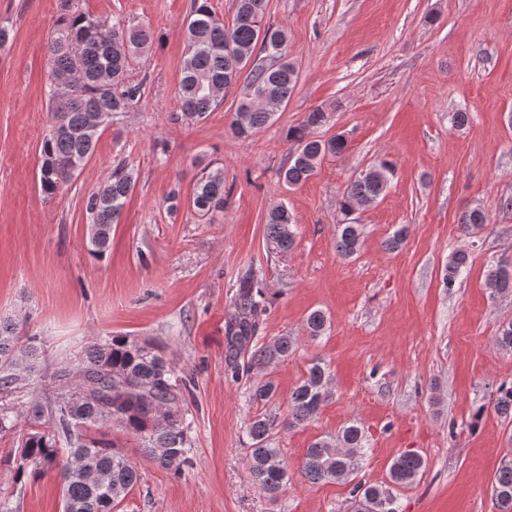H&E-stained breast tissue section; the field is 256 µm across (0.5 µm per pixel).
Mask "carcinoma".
Masks as SVG:
<instances>
[{
  "label": "carcinoma",
  "mask_w": 512,
  "mask_h": 512,
  "mask_svg": "<svg viewBox=\"0 0 512 512\" xmlns=\"http://www.w3.org/2000/svg\"><path fill=\"white\" fill-rule=\"evenodd\" d=\"M63 13L49 44L46 96L48 132L41 145L40 187L46 196L59 193L94 155L102 131L113 118L134 110L142 101L146 82L130 81L126 74L134 58L147 53L154 33L145 24L131 25L115 19L107 24L70 6L63 0ZM232 21L224 23L204 3L192 5L186 20V57L179 83L183 116L200 120L223 101V93L237 84L248 70L240 102L230 129L237 137H249L270 123L286 108L297 83L298 70L288 61V36L284 29L266 21V0H235ZM330 113L323 107L309 111L303 122L287 131L291 142L288 160L281 168L284 183L297 186L316 172L328 155H340L347 146L341 135L322 140L312 130L325 125ZM393 164L385 159L347 186L342 207L350 212L374 204L384 193ZM135 185L133 173L119 164L105 184L87 201L92 221V253L105 254L111 244L112 225L118 223L126 199ZM230 192L224 187V172L207 169L194 184L189 206L203 218L224 210ZM265 236L271 249L286 252L294 246L295 230L288 208L279 204L266 217ZM361 242L357 224L336 225V251L354 255ZM468 254L459 250L448 259L443 274L450 288L466 270ZM495 293H512V266L499 262L488 273ZM232 304L236 314L227 323L225 362L231 377L240 374L239 358L256 335L269 298L260 271L246 277ZM320 311L309 314L306 327L311 337L326 330ZM495 345L512 352V322L498 328ZM289 336L269 347H258L249 364L264 365L292 352ZM38 348L33 337L20 335L17 324L0 321V433L16 430L21 418L18 405L34 393ZM332 377L325 364L313 363L307 377L292 391L285 418L256 415L248 426L251 448L248 466L259 488L276 496L288 481V464L280 449L271 447L270 435L278 427L292 428L315 417L332 396ZM186 381L173 370L156 347L127 336L95 341L79 355L76 368L62 361L55 368L43 399L29 405L33 417L44 427L22 436L19 456L13 458L15 479L20 483L38 473L54 472L62 485L63 512H116L137 486L140 474L129 456L92 428L117 425L137 438L144 453L159 467L181 476L193 467L189 456L190 423L180 409ZM272 381L256 386L253 402H268L276 395ZM496 411L512 415V383L499 386ZM365 430L354 419L335 436L312 442L301 462L306 478L313 482L348 479L359 470ZM425 468L424 458L407 451L390 466L391 485L357 482L351 491L353 512H399L393 489L410 485ZM497 509H503L502 493L512 495V461L500 463L492 481Z\"/></svg>",
  "instance_id": "1"
}]
</instances>
